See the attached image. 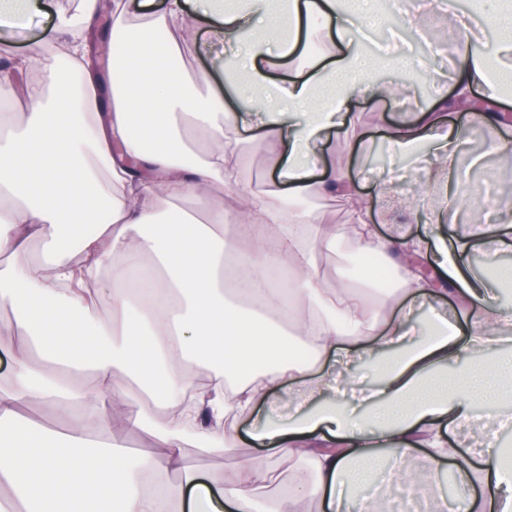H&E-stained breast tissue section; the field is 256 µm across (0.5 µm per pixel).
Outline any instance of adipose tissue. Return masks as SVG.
Wrapping results in <instances>:
<instances>
[{"instance_id":"ef3b65f1","label":"adipose tissue","mask_w":512,"mask_h":512,"mask_svg":"<svg viewBox=\"0 0 512 512\" xmlns=\"http://www.w3.org/2000/svg\"><path fill=\"white\" fill-rule=\"evenodd\" d=\"M214 0H164L158 15L131 0H82L81 18L60 22L51 45L16 57L0 39V57L28 77L14 109L0 113V303L14 310V341L0 384V512H254L256 493L278 492L265 512H343L338 488L379 481L378 451L421 446L418 463L432 490V512H448L438 474L455 450L439 426L473 419L477 378L501 379V363L469 366L454 387L429 390L427 379L450 357L496 352L512 307L500 289L512 286V265L500 256L512 243L475 224L437 238L433 253L400 233L380 236L369 202L344 171L316 167L326 132L344 129L355 98L383 100L393 92L370 78V61L352 49L347 6L358 0H288L293 33L280 37L267 0L216 9ZM112 14L109 76L94 61L90 30ZM211 19L212 42L241 47L222 62L223 86L207 73L198 95L175 69L179 58L207 51L195 30ZM167 29L153 41V23ZM460 54L454 91L433 107L395 123L389 141L400 152L431 145L427 177L448 186L458 176L461 139L441 125L449 96L482 88L495 99L480 36ZM211 42V43H212ZM293 63L273 82L274 59ZM233 92L239 107L225 110ZM258 123L259 147L275 156L282 193L244 188L241 159L229 134ZM227 194L229 211L197 209L210 194ZM343 197L350 221L327 233L323 215L305 198ZM231 231H224V223ZM94 233H84L87 224ZM348 245L395 268L400 288L366 294L371 271L324 285L320 248ZM482 252L494 282L470 275L463 262ZM429 258L430 275L415 261ZM110 275H103L104 266ZM454 287L472 311L468 338L455 322L433 314L424 336L412 335L414 303L440 300ZM108 304L110 315L99 312ZM287 319L281 332L265 320ZM312 359L288 358L290 346ZM374 358L378 383L361 393V414L345 403L349 365ZM140 382L153 402L122 411L128 395L118 374ZM292 402L277 420L257 415L268 400ZM40 405L67 419L64 429L39 428L23 416ZM252 418V439L265 456L237 462L232 472L205 476L189 463L187 429L198 447L230 454L235 423ZM107 442L89 456L88 434ZM144 437L129 449L124 436ZM484 466L459 467L465 512H512V472L498 438L480 448ZM295 460L286 480L276 463ZM181 477L178 487L169 474ZM481 484L483 497L470 495Z\"/></svg>"}]
</instances>
